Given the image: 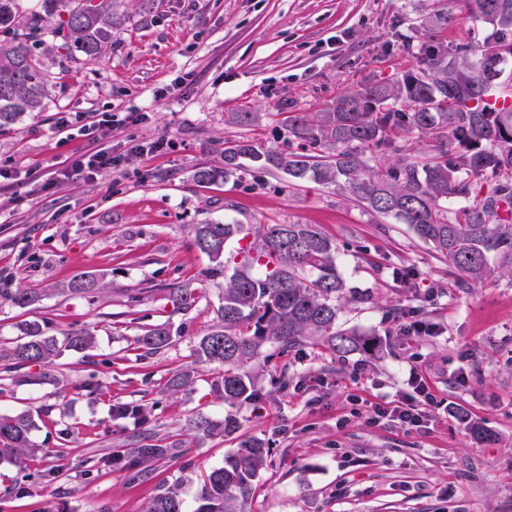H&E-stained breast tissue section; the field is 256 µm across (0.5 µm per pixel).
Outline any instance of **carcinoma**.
<instances>
[{"instance_id":"obj_1","label":"carcinoma","mask_w":512,"mask_h":512,"mask_svg":"<svg viewBox=\"0 0 512 512\" xmlns=\"http://www.w3.org/2000/svg\"><path fill=\"white\" fill-rule=\"evenodd\" d=\"M475 21L492 32L472 54L416 53L413 70L394 79H375L341 96L323 112H292L288 138L302 141L310 152L261 149L250 140L224 146V168L202 165L193 180L207 185L227 180L243 168V160L282 172L297 181L333 186L369 213L393 217L412 228L437 259L457 274L466 288L492 275L512 278V109L486 104L507 97L505 65L512 60V0H466ZM64 15L66 46L89 59L101 55L112 40V29L123 21L117 0H42L28 29L57 34L47 18ZM20 0H0V30L20 24ZM454 0H437L421 19L425 38L432 40L454 23ZM46 73L41 59L24 36L0 42V126L24 112L44 109ZM428 142L423 155L409 152L407 137ZM245 230L243 224L205 223L192 227L193 244L209 261L208 276L224 279L216 322L201 336L196 362L214 364L222 374L214 392L230 408L254 401L258 394L246 367L265 366L270 345L281 353L312 344L345 357L368 341L355 330L338 326L342 302L358 301L337 265L336 241L315 224L262 226L249 246L252 256L233 267L224 262L226 243ZM103 291V276L80 274L59 294L92 298ZM178 311L196 302V290L180 283L162 288ZM43 289L25 288L0 276V304L28 307L39 303ZM20 339L0 354V369L15 384L27 383V369L47 370L65 351L85 353L96 346L88 329L62 337L48 334L45 323L24 322ZM179 332L169 323L144 327L136 338L145 355L167 350ZM187 366L172 374L166 390L176 393L193 382ZM112 416L134 422L137 441L112 454V466L144 481L151 462L179 454L175 442L161 444L147 428L146 408L126 402L112 406ZM34 415L21 411L0 415V462L18 468L35 452L30 433ZM237 419L228 414L216 423L198 414L189 420L197 437L232 433ZM269 449L244 438L224 457V465L207 476L194 512H244ZM147 512H184L176 486H169L149 503Z\"/></svg>"}]
</instances>
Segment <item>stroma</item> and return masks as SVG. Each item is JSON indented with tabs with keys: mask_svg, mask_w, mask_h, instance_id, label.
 Listing matches in <instances>:
<instances>
[{
	"mask_svg": "<svg viewBox=\"0 0 512 512\" xmlns=\"http://www.w3.org/2000/svg\"><path fill=\"white\" fill-rule=\"evenodd\" d=\"M121 9L99 60L44 37L46 108L0 130V275L47 291L33 306H0V340L32 320L58 336H96L89 355L64 353L42 383L0 391V413L48 410L31 433L41 452L24 493L14 490L19 473L0 466V512H145L173 484L194 512L207 475L242 437L270 450L245 512H512V280L457 287L409 225L331 187L253 163L224 182L192 180L200 164L223 165L226 141L287 150L285 112L322 111L371 78L411 69L433 0H123ZM131 112L139 123L127 122ZM233 112L249 118L229 122ZM98 149L118 168L64 178L73 156ZM207 222L317 225L336 241L348 284L371 296L346 304L340 325L379 346L335 359L311 345L273 360L255 377L257 400L235 411L237 433L199 440L189 418L227 413L212 391L216 369L194 355L219 305L190 233ZM403 267L419 270L413 287L394 279ZM85 272L103 275L98 298L54 294ZM173 282L197 290L188 313L161 292ZM415 321L435 335H400ZM164 322L180 338L142 356L141 327ZM192 363L193 385L167 392ZM413 365L436 398L420 429L373 412L407 392ZM123 402L151 407L153 431L182 446L146 482L108 462L132 431L110 416ZM470 419L494 441L474 439Z\"/></svg>",
	"mask_w": 512,
	"mask_h": 512,
	"instance_id": "1",
	"label": "stroma"
}]
</instances>
